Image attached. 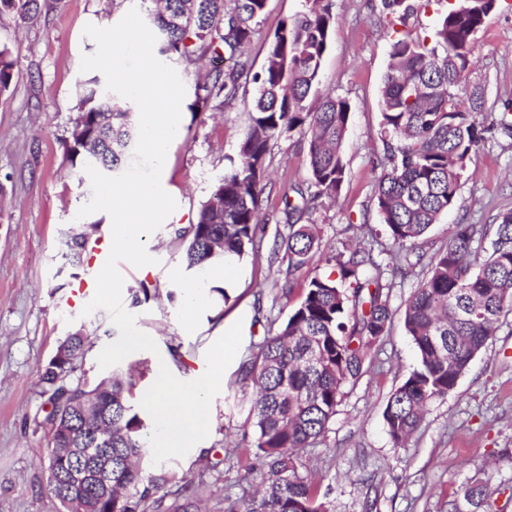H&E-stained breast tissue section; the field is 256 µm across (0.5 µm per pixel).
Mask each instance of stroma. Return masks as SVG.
<instances>
[{
    "mask_svg": "<svg viewBox=\"0 0 512 512\" xmlns=\"http://www.w3.org/2000/svg\"><path fill=\"white\" fill-rule=\"evenodd\" d=\"M146 12V0H63L60 7L35 15H0V45L17 60L8 92L0 95V512H63L46 487V431L33 420L46 398L39 372L66 336L79 332L87 351L79 371L91 379L133 373L135 397L156 379L158 364L183 381L195 380L206 367V352L235 322L243 324L238 355H249L267 330L278 327L302 295L295 288L282 298L276 283L279 265L246 258L235 265L227 295L207 291L194 319H187L183 289L193 276L184 260V244L175 230L195 223L201 202L229 160L235 157L249 123V96H241L213 114L197 107L195 88L206 70L181 61L172 66L186 94L181 121L169 146L161 184L177 203L162 226L144 240L154 264L136 268L123 262L122 304L138 328L157 343V352L137 351L112 369H100L97 356L119 332L107 310L84 314L71 291L90 271L87 256L71 250L74 236L87 242L111 241L107 213L78 217L92 195L90 179H78L66 154L77 93L101 72L80 69L81 57L94 53L86 25L107 28L130 8ZM303 8V0H268L250 47L254 68L265 62V45L280 22ZM381 0H336V30L321 65V84L351 104L343 144L346 174L335 202L303 216L317 225L321 251L300 276L330 273L325 255L353 240L377 252L393 247L377 214L374 185L383 172L380 89L389 62ZM481 88L485 108L478 120L490 124L505 101L512 100V0H499L476 35L474 67L467 90ZM271 182L265 196L264 249L286 241L280 223L284 200L298 201L297 187L307 178L306 147L298 136L271 148ZM512 208V140L486 133L468 164L453 208L418 239L416 248L432 255L457 224H492ZM423 267L393 273L395 312L378 363L367 366L347 387L328 425L302 461L330 512H468L464 489L480 484L486 512H512V313L502 317L486 348L469 364L456 388L434 401L409 445L394 447L383 412L390 393L417 366V355L403 323L407 298L424 277ZM150 296H143L142 286ZM179 347L174 361L171 347ZM239 365L226 369L210 410V429L196 450L163 462L172 480L159 512H173L185 498L199 512H224V497L251 491L252 459L244 439L247 417L244 388L236 384ZM218 468H210V461Z\"/></svg>",
    "mask_w": 512,
    "mask_h": 512,
    "instance_id": "1",
    "label": "stroma"
}]
</instances>
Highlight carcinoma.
I'll return each mask as SVG.
<instances>
[{
	"mask_svg": "<svg viewBox=\"0 0 512 512\" xmlns=\"http://www.w3.org/2000/svg\"><path fill=\"white\" fill-rule=\"evenodd\" d=\"M268 0H152L148 13L162 55L193 64L224 58L208 73L196 98L213 111L236 100L246 77L254 86L250 122L236 158L213 184L196 222L175 230L186 241V269L200 274L209 264L260 257L261 214L271 147L297 132L307 143L302 205L284 200L289 234L282 297L298 285L296 274L320 251L315 225L299 223L321 199L334 200L344 181L342 145L351 105L320 87V69L336 28V0H305L304 9L283 20L266 45V62L253 70L251 46ZM498 0H459L440 13L432 39L413 35L416 0H382L395 33L381 96V135L389 168L374 190L380 222L398 250L392 263H420L407 245L424 236L454 205L468 162L487 128L474 119L485 102L463 99L473 62L470 43ZM40 9L39 0H0V14ZM16 60L0 46V94L9 90ZM68 154L72 166L114 170L138 137L134 108L92 84L77 104ZM498 223L457 224L448 243L430 259L425 277L405 302L404 326L419 366L395 389L384 421L392 442L405 446L420 428L429 405L452 391L472 359L487 345L502 316L512 312V210ZM478 246H473V243ZM337 276H314L301 301L276 331L267 332L239 366V381L252 387L246 433L256 449L248 467L261 476L254 493L224 498V512H328L327 502L303 470L298 452L317 443L336 414L343 389L363 374L367 356L388 335L394 317L393 282L372 250L336 251ZM79 333L62 342L61 363L39 374L47 406L35 429L50 435V453L78 465L67 449L86 448L102 427L112 429V512H146L161 506L169 475L149 464L145 421L133 404L135 383L119 375L98 382L85 377L64 391L59 382L86 353ZM95 394L87 418L69 413L84 395ZM50 493L66 512H107L90 494Z\"/></svg>",
	"mask_w": 512,
	"mask_h": 512,
	"instance_id": "1",
	"label": "carcinoma"
}]
</instances>
